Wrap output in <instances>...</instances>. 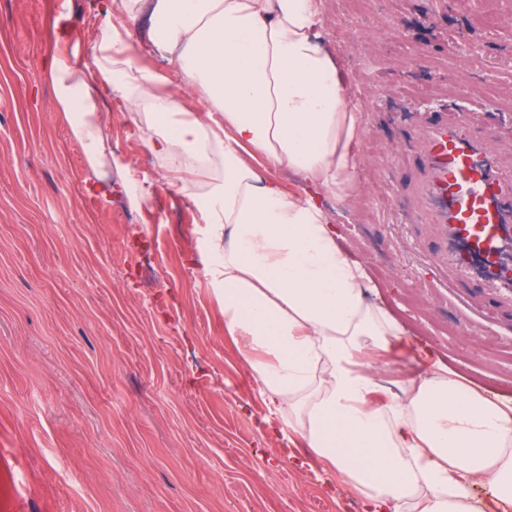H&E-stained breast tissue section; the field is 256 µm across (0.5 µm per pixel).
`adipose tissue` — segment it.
<instances>
[{
	"mask_svg": "<svg viewBox=\"0 0 512 512\" xmlns=\"http://www.w3.org/2000/svg\"><path fill=\"white\" fill-rule=\"evenodd\" d=\"M145 6L100 0L93 65L57 57L48 75L89 167L112 161L92 88L119 72L112 93L164 171L200 174L192 200L208 283L275 432L345 476L365 512H479L468 492L477 481L511 504L512 401L447 366L419 376L394 359L408 331L366 299L369 275L318 200L346 198L359 171L360 109L320 41L324 0H152L163 71L137 64L114 23ZM175 78L201 90L206 111L169 93ZM263 163L311 194L261 175ZM387 356L393 388L369 373Z\"/></svg>",
	"mask_w": 512,
	"mask_h": 512,
	"instance_id": "1",
	"label": "adipose tissue"
}]
</instances>
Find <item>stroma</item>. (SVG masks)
Returning <instances> with one entry per match:
<instances>
[{
  "label": "stroma",
  "instance_id": "obj_1",
  "mask_svg": "<svg viewBox=\"0 0 512 512\" xmlns=\"http://www.w3.org/2000/svg\"><path fill=\"white\" fill-rule=\"evenodd\" d=\"M325 34L361 108L359 183L323 197L341 243L429 355L512 399V327L444 283L410 190L430 112L471 110L512 157V0H326ZM98 0H0V448L41 512H363L344 478L270 429L198 255L200 215L98 85L103 134L151 189L110 200L58 112L45 64L91 60ZM67 15L59 41L55 20ZM400 40H392V30Z\"/></svg>",
  "mask_w": 512,
  "mask_h": 512
}]
</instances>
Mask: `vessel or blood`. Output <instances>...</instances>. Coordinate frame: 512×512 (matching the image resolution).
I'll return each instance as SVG.
<instances>
[{"label":"vessel or blood","mask_w":512,"mask_h":512,"mask_svg":"<svg viewBox=\"0 0 512 512\" xmlns=\"http://www.w3.org/2000/svg\"><path fill=\"white\" fill-rule=\"evenodd\" d=\"M471 114L439 112L419 133L421 177L413 189L447 243L444 272L459 297L512 311V180L495 152V134L474 130ZM16 460L0 451V512H36L17 488Z\"/></svg>","instance_id":"b4317fda"}]
</instances>
